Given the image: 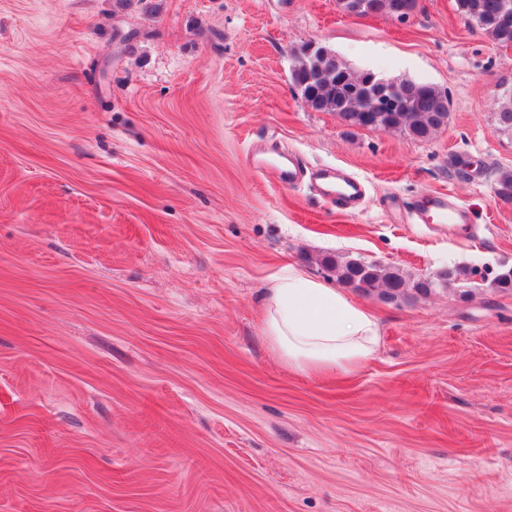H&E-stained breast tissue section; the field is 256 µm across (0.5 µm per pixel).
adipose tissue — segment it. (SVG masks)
I'll return each mask as SVG.
<instances>
[{
    "instance_id": "1",
    "label": "adipose tissue",
    "mask_w": 512,
    "mask_h": 512,
    "mask_svg": "<svg viewBox=\"0 0 512 512\" xmlns=\"http://www.w3.org/2000/svg\"><path fill=\"white\" fill-rule=\"evenodd\" d=\"M264 334L289 368L306 374H351L376 351L374 317L341 291L286 267L265 308Z\"/></svg>"
}]
</instances>
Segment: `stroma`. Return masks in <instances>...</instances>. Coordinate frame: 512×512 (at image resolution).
<instances>
[{
    "label": "stroma",
    "instance_id": "obj_1",
    "mask_svg": "<svg viewBox=\"0 0 512 512\" xmlns=\"http://www.w3.org/2000/svg\"><path fill=\"white\" fill-rule=\"evenodd\" d=\"M314 42L435 86L447 125L312 109L290 69ZM511 88L512 46L455 0H0V512H512V290L439 279L512 267ZM288 153L364 198L254 163ZM427 192L472 223H416ZM308 254L406 278L350 291L380 334L355 374L292 371L264 335L284 267L336 286ZM350 16L365 17L377 14L403 13L414 7L417 0H348ZM323 197L338 207L348 208L362 195L361 183L340 170L326 169L317 174Z\"/></svg>",
    "mask_w": 512,
    "mask_h": 512
}]
</instances>
